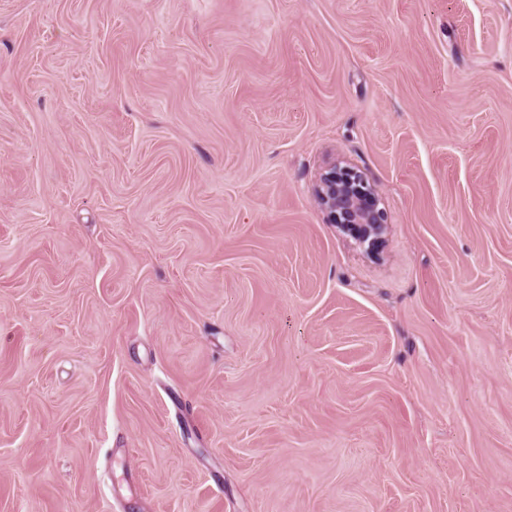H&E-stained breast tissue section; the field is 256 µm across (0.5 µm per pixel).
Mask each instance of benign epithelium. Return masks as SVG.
<instances>
[{"label":"benign epithelium","mask_w":512,"mask_h":512,"mask_svg":"<svg viewBox=\"0 0 512 512\" xmlns=\"http://www.w3.org/2000/svg\"><path fill=\"white\" fill-rule=\"evenodd\" d=\"M318 197L330 222L374 249L380 240L385 212L379 208V193L363 176L348 166L332 165L318 187Z\"/></svg>","instance_id":"benign-epithelium-1"}]
</instances>
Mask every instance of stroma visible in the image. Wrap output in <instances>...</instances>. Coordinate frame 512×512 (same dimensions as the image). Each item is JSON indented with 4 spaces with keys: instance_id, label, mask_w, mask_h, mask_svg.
<instances>
[{
    "instance_id": "1",
    "label": "stroma",
    "mask_w": 512,
    "mask_h": 512,
    "mask_svg": "<svg viewBox=\"0 0 512 512\" xmlns=\"http://www.w3.org/2000/svg\"><path fill=\"white\" fill-rule=\"evenodd\" d=\"M0 512H512V0H0ZM318 197L331 224L351 234L360 244L374 249L380 240L385 212L379 208V193L363 176L348 166L332 165L318 187Z\"/></svg>"
}]
</instances>
